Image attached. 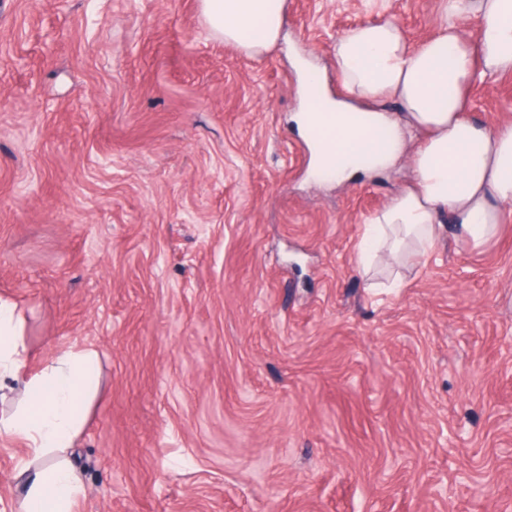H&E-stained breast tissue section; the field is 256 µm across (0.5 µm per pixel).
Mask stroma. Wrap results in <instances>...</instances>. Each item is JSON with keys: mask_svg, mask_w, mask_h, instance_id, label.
Listing matches in <instances>:
<instances>
[{"mask_svg": "<svg viewBox=\"0 0 512 512\" xmlns=\"http://www.w3.org/2000/svg\"><path fill=\"white\" fill-rule=\"evenodd\" d=\"M442 0H285L252 58L199 0H0V296L99 365L74 512H512V204L473 248L355 262L408 159L308 175L295 62ZM468 118L512 123V73ZM27 457L0 437V512Z\"/></svg>", "mask_w": 512, "mask_h": 512, "instance_id": "1", "label": "stroma"}]
</instances>
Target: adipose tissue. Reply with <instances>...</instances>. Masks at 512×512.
Wrapping results in <instances>:
<instances>
[{
	"label": "adipose tissue",
	"instance_id": "adipose-tissue-1",
	"mask_svg": "<svg viewBox=\"0 0 512 512\" xmlns=\"http://www.w3.org/2000/svg\"><path fill=\"white\" fill-rule=\"evenodd\" d=\"M215 37L257 57L273 46L285 22L284 0H200ZM480 13L475 38L457 23L465 11ZM336 74L347 99L321 94L296 123L311 141L313 169L339 181L354 178L359 159L383 170L404 151L405 135H427L410 157L412 188L374 214L362 238L361 268L388 253L400 261L434 245L442 217H451L460 238L479 247L494 238L501 206L512 202V123L496 129L466 120L465 90L475 79L512 71V0H443L436 33L412 45L391 19L359 25L335 45ZM392 98L403 117L365 109ZM17 305L0 298V391H21L24 407L0 418V433L28 449L22 512H72L81 492L69 452L81 435L97 370V351L72 345L39 371L29 368Z\"/></svg>",
	"mask_w": 512,
	"mask_h": 512
}]
</instances>
